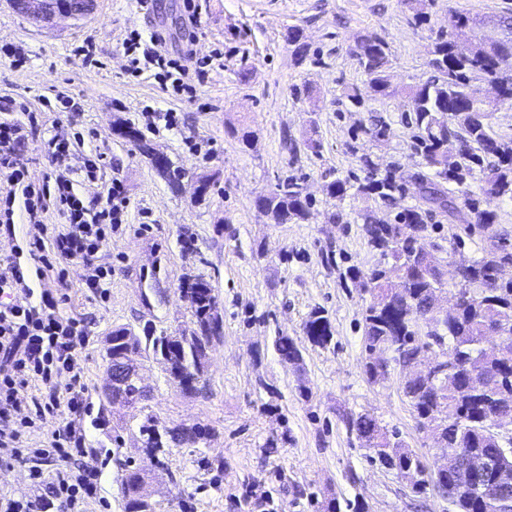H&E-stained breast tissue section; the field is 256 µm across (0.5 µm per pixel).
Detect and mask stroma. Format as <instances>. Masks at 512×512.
<instances>
[{
    "label": "stroma",
    "instance_id": "obj_1",
    "mask_svg": "<svg viewBox=\"0 0 512 512\" xmlns=\"http://www.w3.org/2000/svg\"><path fill=\"white\" fill-rule=\"evenodd\" d=\"M423 9L428 21L417 27L402 0H151L146 14L136 0H97L91 15L44 24L0 0V122L25 128L16 159L28 179L39 183L51 172L45 140L77 137L81 156L72 162V179L79 193L95 201L101 183L116 179L129 200L120 230L98 254L112 271L106 296L86 287L78 263L67 266L63 280L37 285L67 295L63 314L87 323L88 342L73 354L88 387L82 462L100 472L102 488L87 512H124L118 464L144 466L139 428L148 416L161 429L209 430L198 443L170 448L168 474L152 481L156 512H325L333 499L357 505V512H454L438 494L413 496L409 483L381 466L345 425L346 416L371 414L425 464L435 462V438L419 429L398 370L376 383L364 374L362 310L370 296L347 281L346 270L379 260L362 230L366 215L390 220L418 202L419 159L401 122L403 91L430 77L429 50L447 31L451 12L482 20L481 35L493 39L492 20L512 13V0H425ZM293 28L309 58L299 59L289 44ZM134 29L157 34L171 57L218 53L223 64L193 79V96H172L153 72L126 73L122 42ZM372 32L390 46L391 80L401 92L358 109L341 98L345 87L367 82L352 50ZM88 40L99 67L86 66L77 52ZM12 47L23 49L24 66L5 58ZM60 90L68 104L57 102ZM29 109L38 114L33 127ZM169 110L179 116L173 129L162 118ZM378 121L385 135L350 150L353 130ZM241 128L251 143L238 138ZM131 129L181 170L179 187L140 153ZM312 140L318 150L309 148ZM96 154L103 167L92 181L81 158ZM364 154L397 164L407 187L397 205L327 194L334 179L364 178ZM289 174L306 186L310 214L298 224H277L255 202ZM203 176L210 184L200 197L195 187ZM437 221L455 244L446 264L479 256L485 240L467 231L469 217L441 214ZM197 275L214 286L222 316L205 389L180 391L143 350L134 360L148 399L110 405L101 394L108 337L119 327L140 335L150 328L190 333L182 287ZM317 308L332 325L325 348L304 334ZM281 334L299 346L298 363L276 352Z\"/></svg>",
    "mask_w": 512,
    "mask_h": 512
}]
</instances>
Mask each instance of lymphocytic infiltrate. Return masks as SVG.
Masks as SVG:
<instances>
[{"instance_id": "f902f5d3", "label": "lymphocytic infiltrate", "mask_w": 512, "mask_h": 512, "mask_svg": "<svg viewBox=\"0 0 512 512\" xmlns=\"http://www.w3.org/2000/svg\"><path fill=\"white\" fill-rule=\"evenodd\" d=\"M122 47L129 71L157 70L178 94L191 91L189 76H203L211 65L207 58L191 66L170 58L154 33L132 31ZM21 137V126L0 122V177L16 188L0 197V237L8 242L0 254V264L7 268L0 275V447L10 451L0 457V470L26 468L33 491L1 495L0 512H85V505L97 497L99 482L97 474L78 461L86 441L87 386L72 355L86 345L88 333L82 320L61 312V299L35 293L33 282L62 277V265L78 261L86 271V285L99 292L107 288L112 272L97 265L95 257L118 230L128 198L123 185L111 181L103 185L97 207L85 206L70 177L74 145L60 134L43 145L54 167L52 182L28 181L15 160ZM52 210L63 219L54 228L44 222ZM20 211L35 226L21 245L15 237V215ZM24 252L36 261V269L22 265ZM62 373L68 376L66 383L54 386L53 377ZM39 384L47 386V394L32 395L31 411L21 414V391ZM63 410L68 413L66 422L47 441L28 444V435L45 415ZM48 465L54 468L49 478L44 475ZM45 483L50 486L48 495L36 494V487Z\"/></svg>"}]
</instances>
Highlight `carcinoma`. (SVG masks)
Listing matches in <instances>:
<instances>
[{
  "label": "carcinoma",
  "instance_id": "1",
  "mask_svg": "<svg viewBox=\"0 0 512 512\" xmlns=\"http://www.w3.org/2000/svg\"><path fill=\"white\" fill-rule=\"evenodd\" d=\"M503 38L495 44L477 39L478 21L462 14L451 16L448 33L441 34L430 49L428 65L434 76L407 93L409 119L417 130L416 150L429 174L420 176L419 202L398 212L393 222L379 224L365 217L368 245L383 262L368 272L357 266L348 278L361 283L372 299L363 312L364 372L375 383L387 373L389 361L406 368L416 354L427 350L446 355L453 350L458 363L455 377L439 381L428 376L406 380L403 394L413 408L419 428L439 430V451L444 456L459 450L481 454L498 468H512V438L500 433L512 425V232L497 224L491 208L495 200L512 199V138L498 136L484 112L472 107L473 88L493 81L503 96L512 99V69L504 70L503 58L512 55V15L500 16ZM368 75L366 88L345 89L343 97L352 106L394 94L388 81L389 47L377 34L361 37L353 49ZM367 176L353 185L345 179L331 182L327 191L342 199L348 191L392 202L404 194L403 184L392 168H381L369 155L361 156ZM477 182L484 200L470 189ZM258 203L277 224L307 220L311 202L300 196L299 183L289 178L276 185ZM474 216L468 230H479L491 245L470 260L461 271L459 291L470 294L469 302L452 319L428 328L421 321L424 308L435 291L443 289L441 264L429 258L444 251L433 240L429 228L434 213ZM195 294L192 317L195 329L174 343L166 331L146 337L145 348L165 351L175 367L204 371V351L221 333L215 288L202 276L185 282ZM304 333L315 346L331 343L332 331L322 310L311 313ZM274 347L280 357L298 361L301 353L294 340L279 335ZM348 427L375 450L379 462L400 476L413 470L417 477L412 491L422 495L436 491L448 498L456 512H506L500 496L491 490L482 497L472 495L459 476L435 477L415 453L381 433L368 414L348 418ZM142 451L147 459L166 454L162 434L155 425L141 426ZM207 435L203 427L170 430L174 442L193 441ZM134 469L124 466L121 475L127 512H155L151 502L137 495Z\"/></svg>",
  "mask_w": 512,
  "mask_h": 512
}]
</instances>
